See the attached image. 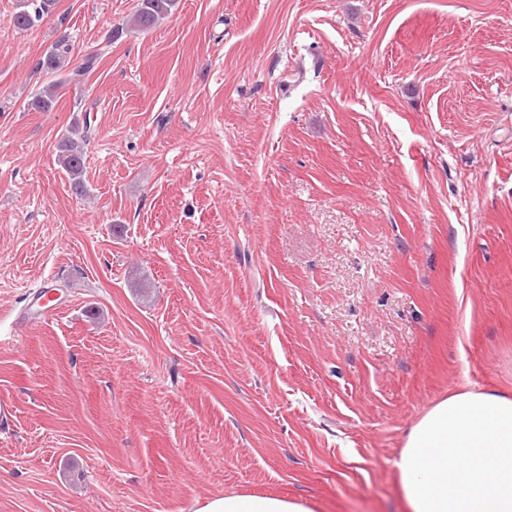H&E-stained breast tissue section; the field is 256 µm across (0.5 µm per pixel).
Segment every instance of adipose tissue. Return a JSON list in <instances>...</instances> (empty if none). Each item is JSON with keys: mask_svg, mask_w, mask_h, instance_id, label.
<instances>
[{"mask_svg": "<svg viewBox=\"0 0 512 512\" xmlns=\"http://www.w3.org/2000/svg\"><path fill=\"white\" fill-rule=\"evenodd\" d=\"M405 512H512V396L449 394L410 428L396 463ZM198 512H314L255 494L211 499Z\"/></svg>", "mask_w": 512, "mask_h": 512, "instance_id": "obj_1", "label": "adipose tissue"}]
</instances>
